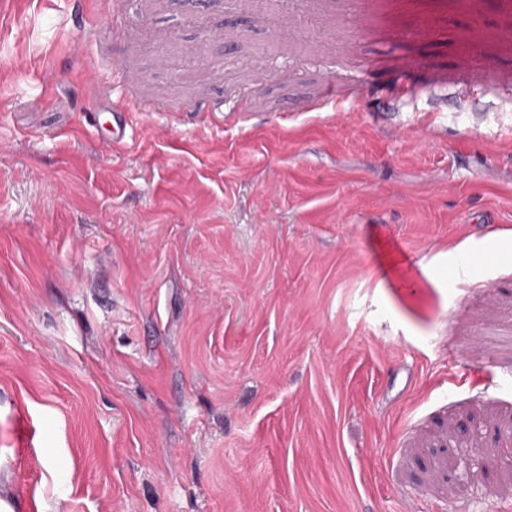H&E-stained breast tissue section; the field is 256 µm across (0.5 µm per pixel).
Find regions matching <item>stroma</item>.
Returning a JSON list of instances; mask_svg holds the SVG:
<instances>
[{
    "mask_svg": "<svg viewBox=\"0 0 512 512\" xmlns=\"http://www.w3.org/2000/svg\"><path fill=\"white\" fill-rule=\"evenodd\" d=\"M0 512H512V0H0ZM111 114V121L109 127L105 128L103 139L108 143L121 142L126 135V129L129 125L128 111L122 106H108Z\"/></svg>",
    "mask_w": 512,
    "mask_h": 512,
    "instance_id": "35a3bbf8",
    "label": "stroma"
}]
</instances>
